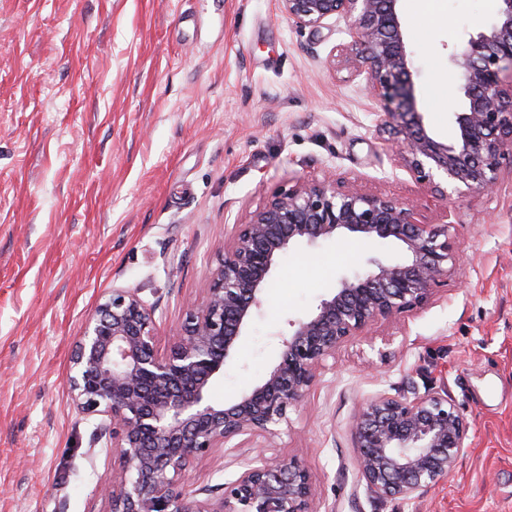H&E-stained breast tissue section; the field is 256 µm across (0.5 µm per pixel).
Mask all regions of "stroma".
<instances>
[{"mask_svg": "<svg viewBox=\"0 0 512 512\" xmlns=\"http://www.w3.org/2000/svg\"><path fill=\"white\" fill-rule=\"evenodd\" d=\"M428 133L455 140L463 95L448 61L496 0H400ZM347 24L288 23L278 0H0V512H109L120 466L100 418L69 397L72 349L101 297L138 289L162 330L201 300L224 227L325 172L407 199L447 224L465 263L423 307L381 320L336 353L276 440L306 464L315 512H512V168L490 195H436L380 131ZM396 241L300 245L210 399L229 404L277 362L286 318L308 314L367 255ZM447 395L470 425L451 475L405 500L360 480L349 426L380 393ZM249 448L195 463L231 480Z\"/></svg>", "mask_w": 512, "mask_h": 512, "instance_id": "35a3bbf8", "label": "stroma"}]
</instances>
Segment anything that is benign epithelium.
I'll return each mask as SVG.
<instances>
[{"instance_id": "7a95c632", "label": "benign epithelium", "mask_w": 512, "mask_h": 512, "mask_svg": "<svg viewBox=\"0 0 512 512\" xmlns=\"http://www.w3.org/2000/svg\"><path fill=\"white\" fill-rule=\"evenodd\" d=\"M288 23L317 32L334 19L350 41L330 51L365 74L368 96L404 167L442 196L439 175L454 189L485 194L512 163V0H497L495 20L449 56L459 71L464 111L451 144L431 137L414 98V53L404 41L398 0H279ZM352 236L399 241L406 256L369 255L362 272L343 276L306 316L287 319L282 350L268 376L230 405L208 398L211 383L237 349L263 304L271 273L293 247ZM461 259L448 229L421 222L406 200L362 191L325 174L273 194L245 221L224 231V253L209 273L202 301L187 309L160 350L153 306L136 288H114L77 337L70 400L102 417L121 477L110 512H312L308 468L261 453L233 480L193 488L194 462L217 448L269 443L288 422L350 338L379 320L424 305ZM357 473L381 498H411L446 479L467 448L469 425L448 397L379 394L354 415ZM206 498L200 499L198 495Z\"/></svg>"}]
</instances>
